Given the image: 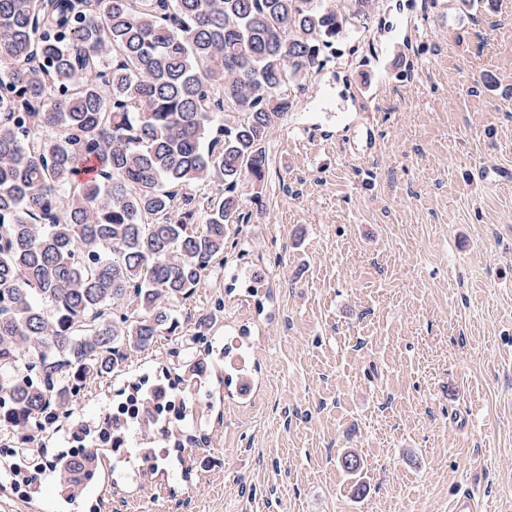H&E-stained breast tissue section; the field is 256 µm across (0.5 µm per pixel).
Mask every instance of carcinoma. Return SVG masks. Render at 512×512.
<instances>
[{"mask_svg": "<svg viewBox=\"0 0 512 512\" xmlns=\"http://www.w3.org/2000/svg\"><path fill=\"white\" fill-rule=\"evenodd\" d=\"M381 0H0V418L177 336L265 144ZM218 185L202 196L200 188ZM66 457L54 480L72 487Z\"/></svg>", "mask_w": 512, "mask_h": 512, "instance_id": "cac0c4a2", "label": "carcinoma"}]
</instances>
